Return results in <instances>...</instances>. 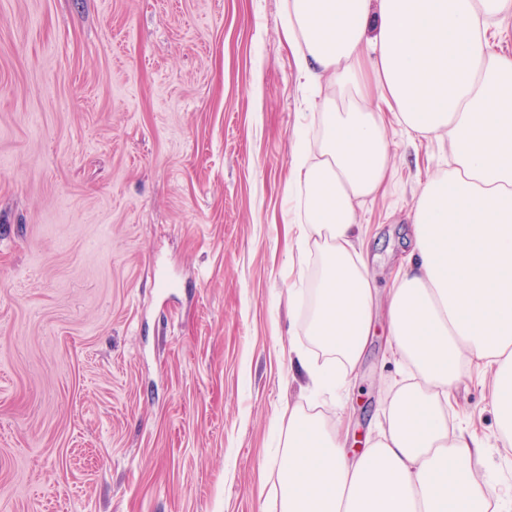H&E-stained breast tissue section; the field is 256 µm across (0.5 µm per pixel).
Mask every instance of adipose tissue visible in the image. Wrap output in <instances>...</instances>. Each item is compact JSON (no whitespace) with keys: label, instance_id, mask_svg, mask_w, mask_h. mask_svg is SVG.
I'll use <instances>...</instances> for the list:
<instances>
[{"label":"adipose tissue","instance_id":"adipose-tissue-1","mask_svg":"<svg viewBox=\"0 0 512 512\" xmlns=\"http://www.w3.org/2000/svg\"><path fill=\"white\" fill-rule=\"evenodd\" d=\"M283 32L305 84L328 89L288 180L298 254L317 259L304 330L325 360L296 354L316 393L341 396L374 322L357 209L394 165L384 113L450 161L419 190L388 305L407 377L358 457L319 415L284 412L280 512H512L482 439L448 429L475 364L512 443V54L492 46L512 38V0H287Z\"/></svg>","mask_w":512,"mask_h":512}]
</instances>
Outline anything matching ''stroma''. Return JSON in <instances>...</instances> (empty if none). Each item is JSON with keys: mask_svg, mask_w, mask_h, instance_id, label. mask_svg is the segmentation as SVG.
<instances>
[{"mask_svg": "<svg viewBox=\"0 0 512 512\" xmlns=\"http://www.w3.org/2000/svg\"><path fill=\"white\" fill-rule=\"evenodd\" d=\"M285 0H0V512H279L286 404L368 446L402 379L387 321L418 185L448 148L395 122L358 209L378 291L342 401L313 400L288 191L321 93ZM512 487L491 392L463 373Z\"/></svg>", "mask_w": 512, "mask_h": 512, "instance_id": "obj_1", "label": "stroma"}]
</instances>
